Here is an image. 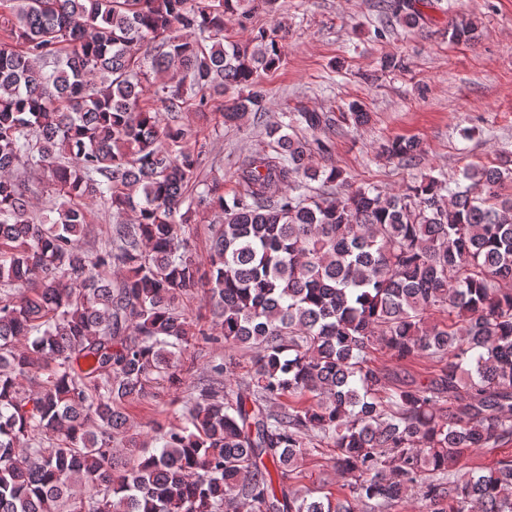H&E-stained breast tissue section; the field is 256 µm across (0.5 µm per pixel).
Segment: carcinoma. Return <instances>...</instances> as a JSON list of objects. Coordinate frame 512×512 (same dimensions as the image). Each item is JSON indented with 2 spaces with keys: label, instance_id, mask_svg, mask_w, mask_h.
I'll use <instances>...</instances> for the list:
<instances>
[{
  "label": "carcinoma",
  "instance_id": "carcinoma-1",
  "mask_svg": "<svg viewBox=\"0 0 512 512\" xmlns=\"http://www.w3.org/2000/svg\"><path fill=\"white\" fill-rule=\"evenodd\" d=\"M276 4L0 0V512H394L414 491L420 512H512V459L461 464L512 441L504 171L472 165L453 187L424 174L389 196L337 197L343 170L312 160L329 146L298 135L334 115L299 109L266 126L268 148L237 166L232 198L224 178L199 179L205 145L185 147L182 113L228 89L244 95L224 124L266 111L261 77L281 63L283 37L230 40L224 19ZM386 9L409 26L425 19L415 0ZM342 117L370 121L359 103ZM379 155L410 165L421 148L399 138ZM27 167L49 174L56 218L32 215L17 179ZM96 205L123 221L90 252ZM199 209L221 218L204 258L186 230ZM198 290L207 330L178 307ZM196 336L253 350L250 381L232 383L230 359L211 365L182 422L116 464L123 406L154 383L180 388ZM377 350L441 367L391 381L371 365ZM316 442L336 449L349 494L288 487Z\"/></svg>",
  "mask_w": 512,
  "mask_h": 512
}]
</instances>
